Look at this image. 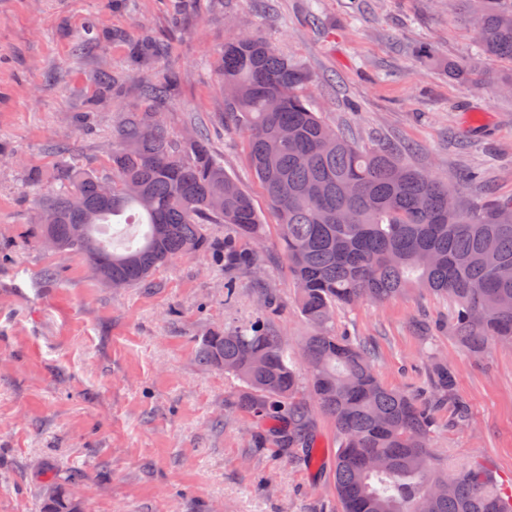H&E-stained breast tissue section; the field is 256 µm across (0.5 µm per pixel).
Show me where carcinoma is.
Instances as JSON below:
<instances>
[{"mask_svg": "<svg viewBox=\"0 0 512 512\" xmlns=\"http://www.w3.org/2000/svg\"><path fill=\"white\" fill-rule=\"evenodd\" d=\"M127 44L130 66L149 71L167 46L144 29L102 33ZM478 48L512 63V0L481 13ZM230 115L246 132L251 165L278 226L301 314L317 328L301 358L281 345L263 317L199 342V360L232 367L247 385L241 399L263 436L282 453L308 461L317 452V406L336 426L334 477L343 512H512V492L487 470L465 462L444 466L433 452L429 403L379 380L371 352L339 338L338 307L384 302L409 288L448 298L450 328L473 353L512 343V205L478 210L448 206V183L405 166L394 150L361 148L314 111L308 72L257 34L224 45L218 59ZM95 94L72 121L120 98L124 81L108 69L95 75ZM176 78L165 75L139 95L166 103ZM160 112L131 110L112 133L111 175L103 178L66 159L48 179L55 185L38 208L33 233L53 251L77 254L102 283L130 287L173 259L215 250L206 225L226 224L224 264L257 263L239 240H257L264 224L252 197L224 171L199 133L174 141ZM148 227L137 245L108 249L101 224L128 210ZM448 363L431 358L427 386L458 422L469 419L453 393ZM44 512H82L69 490L44 486Z\"/></svg>", "mask_w": 512, "mask_h": 512, "instance_id": "carcinoma-1", "label": "carcinoma"}]
</instances>
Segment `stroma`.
<instances>
[{
  "label": "stroma",
  "mask_w": 512,
  "mask_h": 512,
  "mask_svg": "<svg viewBox=\"0 0 512 512\" xmlns=\"http://www.w3.org/2000/svg\"><path fill=\"white\" fill-rule=\"evenodd\" d=\"M478 16L467 0H0V512H40L49 481L75 488L86 512H341L331 418L314 414L316 464L281 455L258 442L245 384L196 353L267 297L289 351L311 333L246 135L226 114L218 54L257 32L307 70L316 111L356 144L392 148L469 207L512 203V93L499 88L512 66L478 52ZM139 23L168 46L154 73L179 75L163 109L171 137L200 131L254 200L266 226L254 268L198 252L112 288L33 235L46 189L31 172L64 155L110 174L122 112L150 108L137 87L151 75L128 69L124 44L94 40ZM101 68L124 75L127 93L74 126ZM449 311L411 288L337 309L333 329L372 349L391 389L424 388L430 355L445 359L470 420L437 411L435 454L512 484V345L471 353Z\"/></svg>",
  "instance_id": "35a3bbf8"
}]
</instances>
